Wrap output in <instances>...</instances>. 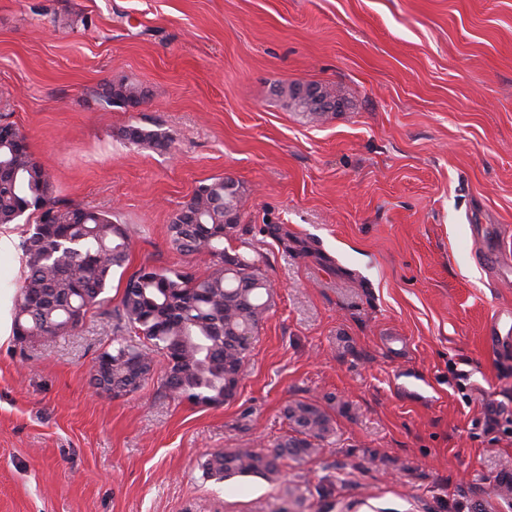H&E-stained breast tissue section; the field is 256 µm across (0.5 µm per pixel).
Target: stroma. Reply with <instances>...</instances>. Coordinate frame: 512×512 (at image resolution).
I'll use <instances>...</instances> for the list:
<instances>
[{"instance_id": "1", "label": "stroma", "mask_w": 512, "mask_h": 512, "mask_svg": "<svg viewBox=\"0 0 512 512\" xmlns=\"http://www.w3.org/2000/svg\"><path fill=\"white\" fill-rule=\"evenodd\" d=\"M121 79L138 109L102 101ZM294 81L334 86L336 111L286 110ZM6 123L57 199L129 226L111 302L144 265L209 270L168 227L224 176L277 296L220 407L169 396L159 367L95 393L116 334L98 307L1 343L0 512H512V339L486 336L512 311V0H0ZM132 123L169 149L117 140ZM294 399L335 421L319 456L204 476L205 453L271 452Z\"/></svg>"}]
</instances>
